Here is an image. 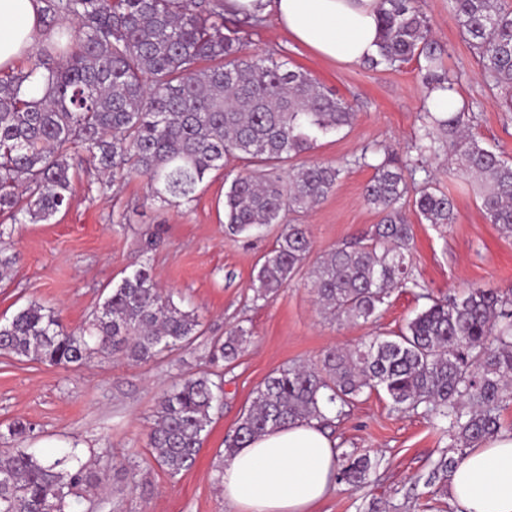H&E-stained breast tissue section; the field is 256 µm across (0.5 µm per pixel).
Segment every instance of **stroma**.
I'll list each match as a JSON object with an SVG mask.
<instances>
[{"label":"stroma","mask_w":512,"mask_h":512,"mask_svg":"<svg viewBox=\"0 0 512 512\" xmlns=\"http://www.w3.org/2000/svg\"><path fill=\"white\" fill-rule=\"evenodd\" d=\"M420 5L433 37L447 50V67L458 77L456 96L473 106L465 116L470 132L484 147L512 159V112L503 110L498 90L485 82L448 0ZM239 38L246 54L309 73L356 114L352 127L320 137L308 155L344 169L334 191L299 218L310 229V260L370 234L381 219L363 199L372 166L386 155L406 159L425 121L427 89L417 61L391 70L326 60L294 43L269 17L240 31ZM363 154L365 166L357 162ZM414 163L410 188L430 182L451 195L457 210L455 223L428 224L420 221L411 197L402 199L414 236L416 277L440 299L476 286L512 290V236L486 220L474 185L458 177L448 156L418 157ZM242 169L228 160L192 202L167 205L149 199L143 178L101 191L97 172L78 161L68 206L50 221L14 227L6 251L12 271L0 280V320L37 302L58 310L68 328L82 327L116 283L146 267L163 292L196 311L204 329L193 345L138 363L97 356L63 367L0 352V453L14 448L2 433L23 421L32 428L26 447L41 455L75 450L104 475L74 503V512H233L215 467L262 382L278 369L316 362L328 348L353 349L397 334L425 305L413 291L398 290L374 320L340 324L322 314L305 271L270 298L254 300L257 262L273 248L276 235H235L225 224V182ZM151 236L157 245L143 252ZM237 326L250 332L241 355L230 364L211 361L212 339ZM203 372L223 381L224 404L195 464L173 477L155 461L148 433L160 397ZM331 430L337 453H367L380 465L364 488L337 484L312 512H364L373 499L382 512H454L446 488L426 483L433 462L448 449L447 435L427 416L397 412L385 393L366 392Z\"/></svg>","instance_id":"stroma-1"}]
</instances>
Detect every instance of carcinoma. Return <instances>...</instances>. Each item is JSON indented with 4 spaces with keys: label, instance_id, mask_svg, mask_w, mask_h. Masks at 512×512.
<instances>
[{
    "label": "carcinoma",
    "instance_id": "obj_1",
    "mask_svg": "<svg viewBox=\"0 0 512 512\" xmlns=\"http://www.w3.org/2000/svg\"><path fill=\"white\" fill-rule=\"evenodd\" d=\"M49 38L25 67L0 76V214L48 221L71 197V160L79 155L108 189L118 178L148 180L151 199L189 203L224 160L251 169L224 193V217L238 234L281 225L252 280L254 299L291 282L311 248L306 224L284 223L328 197L344 169L295 162L318 138L350 127L355 113L311 75L272 58L241 52L237 34L258 22L224 16V0H44ZM487 82L505 91L512 112V6L508 0H449ZM380 41L366 60L376 68L420 66L428 92L454 91L444 49L432 37L418 0H378ZM44 78L41 97L26 85ZM466 104L431 117L415 143L418 156L444 152L462 178L483 187L487 220L512 234V163L463 130ZM289 165L282 178L271 170ZM364 187L382 214L368 242L331 249L310 270L323 310L338 322L368 321L397 288L428 301L395 336H377L354 350L331 348L312 366L268 376L237 422L225 455L269 429L298 420H327L322 408L345 413L364 390H383L393 409L423 412L464 447L498 435L500 411L512 403V295L481 286L445 300L430 297L411 261L413 234L398 208L408 193L409 163L372 165ZM415 211L429 224L455 221L453 200L428 185L415 191ZM201 321L159 288L142 268L113 287L93 319L69 330L58 313L32 302L0 323V351L50 365L81 364L94 355L151 360L193 344ZM247 330L213 342L212 358L236 360ZM223 383L202 373L159 402L149 432L158 465L176 477L203 446ZM459 463L440 456L428 483L448 479ZM379 460L339 458L337 481L363 487ZM99 478L68 452L42 456L19 448L0 454V512H71Z\"/></svg>",
    "mask_w": 512,
    "mask_h": 512
}]
</instances>
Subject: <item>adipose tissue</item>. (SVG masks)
I'll return each mask as SVG.
<instances>
[{
    "mask_svg": "<svg viewBox=\"0 0 512 512\" xmlns=\"http://www.w3.org/2000/svg\"><path fill=\"white\" fill-rule=\"evenodd\" d=\"M378 0H224L230 17H270L318 56L355 65L375 54ZM41 0H0V70L44 40ZM336 441L318 421H297L225 458L220 485L234 512H310L336 485ZM456 512H512V435L470 448L448 476Z\"/></svg>",
    "mask_w": 512,
    "mask_h": 512,
    "instance_id": "adipose-tissue-1",
    "label": "adipose tissue"
}]
</instances>
